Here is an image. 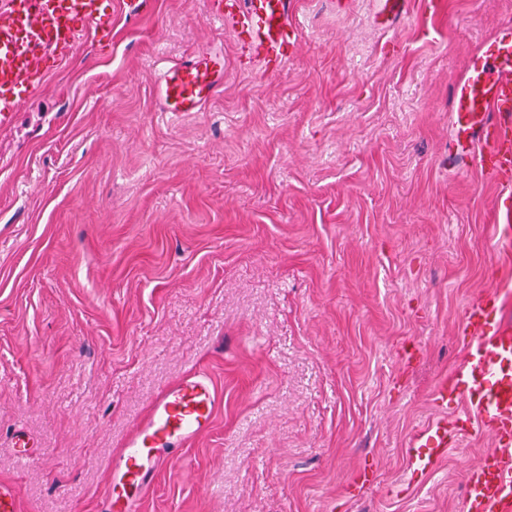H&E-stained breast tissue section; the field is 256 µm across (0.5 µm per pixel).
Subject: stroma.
<instances>
[{"label":"stroma","instance_id":"stroma-1","mask_svg":"<svg viewBox=\"0 0 512 512\" xmlns=\"http://www.w3.org/2000/svg\"><path fill=\"white\" fill-rule=\"evenodd\" d=\"M100 2L111 36L49 58L0 126V481L21 512H96L135 424L197 373L214 425L142 512H463L485 433L388 490L500 273L504 187L449 164V108L512 0H440L392 31L375 0H298L268 76L237 67L214 0ZM206 49L224 91L171 119L158 74Z\"/></svg>","mask_w":512,"mask_h":512}]
</instances>
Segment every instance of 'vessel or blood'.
<instances>
[{"instance_id": "obj_1", "label": "vessel or blood", "mask_w": 512, "mask_h": 512, "mask_svg": "<svg viewBox=\"0 0 512 512\" xmlns=\"http://www.w3.org/2000/svg\"><path fill=\"white\" fill-rule=\"evenodd\" d=\"M377 3L388 24L409 17L416 7L415 0ZM217 15L237 29L238 57L276 70L293 56L304 29L296 0H222ZM77 19L91 33L112 27L99 0H0V125L17 109L14 90L39 93L47 81L46 58L68 56L74 39L70 24ZM223 84V53H198L161 71L159 109L175 117L201 111ZM450 110L457 155H477L486 174L512 180V21L502 23L469 58L452 89ZM495 221L506 269L494 290L468 307L463 363L434 389L440 407L459 398L467 407L454 418L434 419L407 450L412 475L422 476L471 430L492 438L493 449L467 469L464 512H512V324L504 318L505 299L512 295V194L498 206ZM217 407L215 385L203 374L162 391L114 462L98 512H141L147 491L176 451L212 428Z\"/></svg>"}]
</instances>
